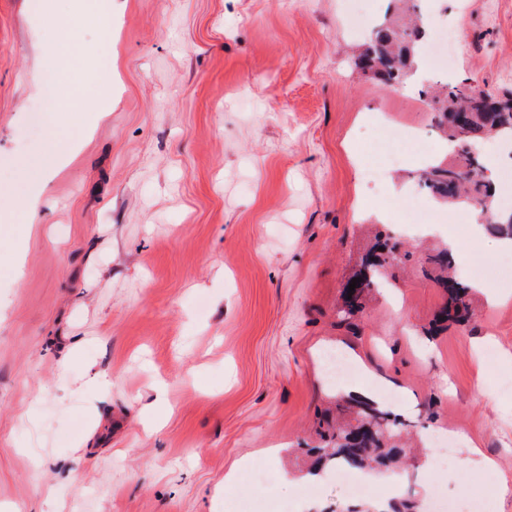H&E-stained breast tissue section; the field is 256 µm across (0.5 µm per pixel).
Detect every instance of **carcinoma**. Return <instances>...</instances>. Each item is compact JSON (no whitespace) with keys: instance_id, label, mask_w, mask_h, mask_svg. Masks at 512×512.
Here are the masks:
<instances>
[{"instance_id":"cac0c4a2","label":"carcinoma","mask_w":512,"mask_h":512,"mask_svg":"<svg viewBox=\"0 0 512 512\" xmlns=\"http://www.w3.org/2000/svg\"><path fill=\"white\" fill-rule=\"evenodd\" d=\"M394 15L376 26L363 50L355 57L354 66L372 75L381 84L391 86L414 68L422 48V19L409 14ZM435 112L439 128L459 147L474 146L488 136L512 137V98L485 100L469 92V81L464 78L426 92ZM418 182L435 200L465 201L476 206L492 197L493 188L484 175L480 155H467L455 163L435 164L423 170ZM492 232L512 239V211H502ZM398 261L397 247L389 240H377L361 258L359 279L354 291L344 288L341 319L350 323L365 308L371 289ZM434 279L447 294L442 311L443 319L463 322L470 313L468 294L470 286L450 275L452 256L448 248L428 257ZM350 407L357 409L363 426L336 423L323 434L324 446L314 448L315 462L331 461L336 468L347 470L397 468L402 463L401 436L404 424L391 413L368 400H356Z\"/></svg>"}]
</instances>
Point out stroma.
<instances>
[{
  "instance_id": "obj_1",
  "label": "stroma",
  "mask_w": 512,
  "mask_h": 512,
  "mask_svg": "<svg viewBox=\"0 0 512 512\" xmlns=\"http://www.w3.org/2000/svg\"><path fill=\"white\" fill-rule=\"evenodd\" d=\"M33 0H0V209L40 184L37 220L0 223V512H237L288 501L294 512H364L334 475L314 495L283 471L307 448L336 398L355 383L384 399L416 444L441 429L478 441L495 471L468 463L462 444L430 474L411 468L400 490L443 512L434 490L478 478L495 512H512V363L487 364L484 341L512 353V292L492 231L467 213L444 224H388L369 180L381 141L364 127L396 124L440 143L424 82L470 78L512 91V0H416L421 13L463 29L447 69L393 87L355 71L364 35L342 23L345 0H54L56 15L112 8V47L84 26L77 74L104 109L68 162L44 177L41 136L21 143L28 105L44 93L51 39ZM400 262L357 328L339 323L344 285L376 232ZM454 240L471 285L468 325L441 329L442 288L427 258ZM357 367L330 382L334 346ZM112 376L97 395L89 373ZM165 379L167 415L143 409ZM278 448L279 460L261 449ZM265 469L246 479L243 459ZM237 474L230 495L218 489Z\"/></svg>"
}]
</instances>
